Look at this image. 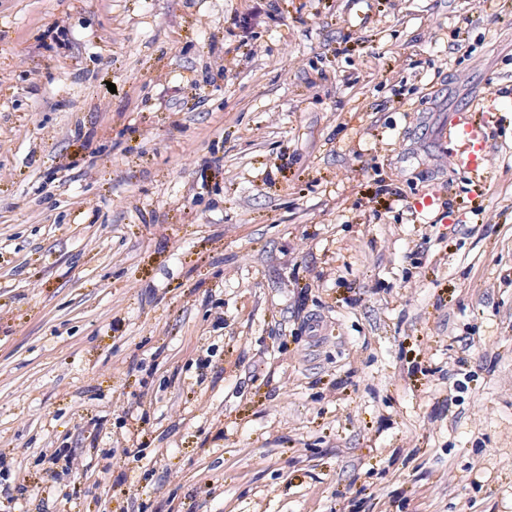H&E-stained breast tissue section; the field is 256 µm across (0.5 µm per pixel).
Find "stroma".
Masks as SVG:
<instances>
[{"mask_svg": "<svg viewBox=\"0 0 512 512\" xmlns=\"http://www.w3.org/2000/svg\"><path fill=\"white\" fill-rule=\"evenodd\" d=\"M275 5L0 0V512H512V0ZM448 135H450L453 138H467L470 141L478 142L475 146V151L481 153H469L465 159L467 166L471 167L472 169L478 168L481 161L483 160L482 151L484 148L481 143L480 130L474 125L464 122L457 124L454 130L451 132V134L450 132H448Z\"/></svg>", "mask_w": 512, "mask_h": 512, "instance_id": "obj_1", "label": "stroma"}]
</instances>
